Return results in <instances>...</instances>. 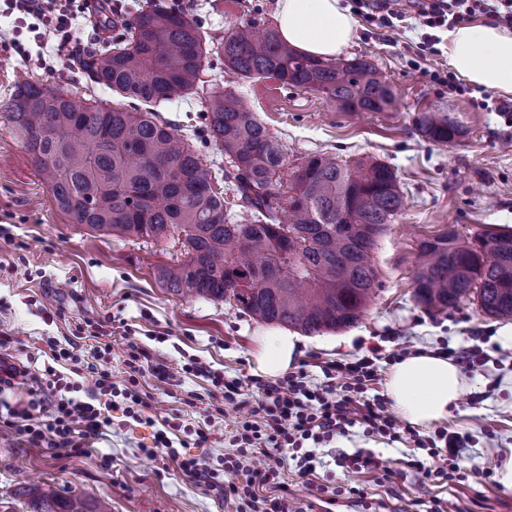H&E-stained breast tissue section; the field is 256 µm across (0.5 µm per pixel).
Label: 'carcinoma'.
Returning a JSON list of instances; mask_svg holds the SVG:
<instances>
[{"mask_svg":"<svg viewBox=\"0 0 512 512\" xmlns=\"http://www.w3.org/2000/svg\"><path fill=\"white\" fill-rule=\"evenodd\" d=\"M215 56L247 80L275 79L322 93L348 112H387L396 95L371 62L299 54L271 28L252 24L207 40L203 23L163 6L140 9L101 50L74 66L90 82L135 101L125 110L87 99L69 85L14 86L3 112L40 181L71 223L118 238L168 239L181 258L158 271L176 293L235 302L250 317L307 334L356 324L379 288L371 263L378 239L403 208L386 164L332 153L295 167L288 193L275 189L283 152L237 92L201 74ZM203 107L208 137L224 151V182L244 209L224 211V192L187 136L150 106L173 96ZM425 139L457 143L466 133L444 109L415 118ZM414 298L430 313L467 301L493 318L512 317V231L464 240L452 228L421 242ZM29 512H107L79 497L30 492Z\"/></svg>","mask_w":512,"mask_h":512,"instance_id":"carcinoma-1","label":"carcinoma"}]
</instances>
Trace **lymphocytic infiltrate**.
I'll return each instance as SVG.
<instances>
[{
	"mask_svg": "<svg viewBox=\"0 0 512 512\" xmlns=\"http://www.w3.org/2000/svg\"><path fill=\"white\" fill-rule=\"evenodd\" d=\"M8 11L31 17L30 31L36 40L57 38L60 44L72 42L76 35L73 21L77 16L98 24L111 22L116 10L112 0H5ZM417 14L428 32L421 46L429 49L437 44L438 30L453 29L471 23L483 10L484 0H413ZM52 366L46 367L42 384L57 395L56 410L49 419L36 420L30 408H17L0 398V424L29 436L31 441H49L58 449L77 453L82 440L96 436L112 424V411H122L126 418L139 424L151 423L147 393L141 392L140 380L155 374L156 365H142L143 354L135 340H128L126 365L129 379L117 386L109 370H101L88 400L78 399L81 382L57 373L54 365L73 360L72 351L48 341ZM409 353L401 347L383 353L381 346L370 347L367 354L351 362L322 363L324 380L311 385L305 369L288 372L274 380L252 377L249 380L224 379L212 372L197 357L183 364L184 373L210 379L222 400L248 407L250 417L231 430L228 443L231 454L225 455L221 467L201 465L190 451L208 442L205 430L197 428L184 437L180 418L164 419L157 430L154 453L176 463L188 477L204 479L207 485L225 486L226 512H306L298 506L288 490L286 474L304 479L308 492L316 499L335 504L336 489L320 482L316 475V450L343 436L354 426L383 443L406 441L426 452V459H413L422 482L463 480L462 450L470 444L469 436L442 428L429 436L409 432L400 420L387 412L383 395L376 393L383 365L393 364ZM269 458L264 472L255 471L251 462L255 455ZM243 475L238 485H225V473Z\"/></svg>",
	"mask_w": 512,
	"mask_h": 512,
	"instance_id": "lymphocytic-infiltrate-1",
	"label": "lymphocytic infiltrate"
}]
</instances>
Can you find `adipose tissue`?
<instances>
[{"instance_id": "ef3b65f1", "label": "adipose tissue", "mask_w": 512, "mask_h": 512, "mask_svg": "<svg viewBox=\"0 0 512 512\" xmlns=\"http://www.w3.org/2000/svg\"><path fill=\"white\" fill-rule=\"evenodd\" d=\"M275 20L281 39L299 53L333 59L349 47L356 22L341 0H277ZM444 51L449 68L466 83L512 95V30L485 21L448 31ZM254 371L275 378L300 353L298 336L266 331L256 339ZM462 368L431 350L393 364L385 394L395 413L409 425L426 428L448 417L465 391Z\"/></svg>"}]
</instances>
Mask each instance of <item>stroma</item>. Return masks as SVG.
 I'll use <instances>...</instances> for the list:
<instances>
[{
  "instance_id": "obj_1",
  "label": "stroma",
  "mask_w": 512,
  "mask_h": 512,
  "mask_svg": "<svg viewBox=\"0 0 512 512\" xmlns=\"http://www.w3.org/2000/svg\"><path fill=\"white\" fill-rule=\"evenodd\" d=\"M179 2L188 17L203 22L211 36L232 24L275 26L277 0H163ZM406 32L397 42L385 30H370L356 20L354 42L346 57L366 54L394 87L398 102L388 112H342L322 94L284 86L274 79L243 81L211 60L209 83L235 86L247 107L282 146L286 168L302 157L333 153L343 158L371 157L397 174L404 209L380 238L373 263L381 286L361 322L338 331L302 336L301 359L308 362L311 383H320L324 361L349 360L361 345L386 337V350L479 347L490 355L478 371L468 373L466 391L457 409L443 422L449 430L470 434L475 461L490 470V479L474 475L461 482L423 485L407 467L402 449L355 431L337 438L327 453L363 448L379 455L392 470L391 480L329 465L324 478L340 489L335 512H398L402 501L435 494L466 512H512V487L500 480L512 463V317L489 318L468 302L440 314L427 313L414 299V273L422 240L455 226L464 236L512 228V121L497 112L502 96L472 89V102L449 95L433 72H448L439 51L425 53L419 67L408 63L424 29L402 0ZM71 48L50 41L43 61L24 60L13 44L10 19L0 20V104L10 96L17 74L47 86L69 83L85 87L84 74L73 71ZM455 106L466 134L456 144L440 145L415 130L418 113ZM190 137L203 165L223 186V153L203 130L201 105L178 98L159 108ZM181 249L173 240L129 242L103 236L73 224L55 206L30 158L6 118L0 115V334L15 338V356L25 372L6 397L11 403L40 400L44 409L55 402L38 382L46 360L45 338L86 358L91 342L77 336L78 326L91 324L107 334L112 345L108 368L116 383L126 378V334L160 362V375L147 377L141 389L151 397L152 412L180 416L195 428H207L206 447L193 454L211 464L229 453L225 433L249 416L245 407H227L207 416L201 402L210 380L183 373L185 356L194 355L211 370L229 377L254 374V338L267 328L235 304L178 295L157 281L159 267L177 262ZM199 405H189L190 396ZM153 427L129 423L121 411L112 426L85 441L71 455L48 443L0 430V512H28L25 491L39 483L61 496L80 495L105 501L112 512H219L223 487H210L186 477L169 461L146 455L153 445ZM364 496L352 495V488Z\"/></svg>"
}]
</instances>
